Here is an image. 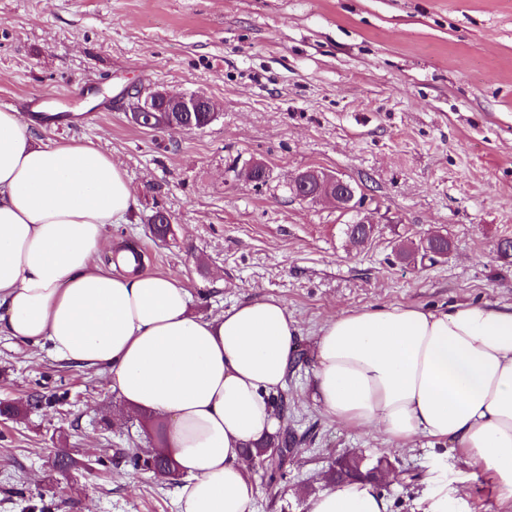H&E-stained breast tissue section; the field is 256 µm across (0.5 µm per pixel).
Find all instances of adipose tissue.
Returning <instances> with one entry per match:
<instances>
[{
  "label": "adipose tissue",
  "mask_w": 512,
  "mask_h": 512,
  "mask_svg": "<svg viewBox=\"0 0 512 512\" xmlns=\"http://www.w3.org/2000/svg\"><path fill=\"white\" fill-rule=\"evenodd\" d=\"M137 205L111 154L76 140L36 144L29 120L0 110V334L50 343L104 371L124 408L165 424L150 453L183 476L179 512H253L246 445L274 435L301 331L264 297L190 313L176 278L102 269L108 225ZM313 399L348 428L401 448L461 449L512 489V307L454 302L342 311L317 329ZM305 512H390L368 481L307 497Z\"/></svg>",
  "instance_id": "ef3b65f1"
}]
</instances>
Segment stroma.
<instances>
[{
  "label": "stroma",
  "instance_id": "1",
  "mask_svg": "<svg viewBox=\"0 0 512 512\" xmlns=\"http://www.w3.org/2000/svg\"><path fill=\"white\" fill-rule=\"evenodd\" d=\"M200 93L218 107L201 130H146L128 88ZM39 113V144L91 142L127 173L138 205L107 228L98 260L129 243L143 269L179 278L193 315L284 301L304 358L284 388L303 433L269 481L249 469L256 512H304L335 462L387 457L391 512H423L447 492L455 512H512L492 472L430 439L395 448L351 430L312 398L314 334L342 311L381 305L512 306V0H0V110ZM269 167L262 185L244 176ZM317 168L360 187V206L288 190ZM173 217L155 240L148 221ZM379 226L366 245L346 224ZM437 232L436 262L399 260V240ZM42 405L0 417V512H178V480L133 469L122 451L146 430L101 372L0 335V401ZM76 465L51 469L58 453Z\"/></svg>",
  "mask_w": 512,
  "mask_h": 512
}]
</instances>
